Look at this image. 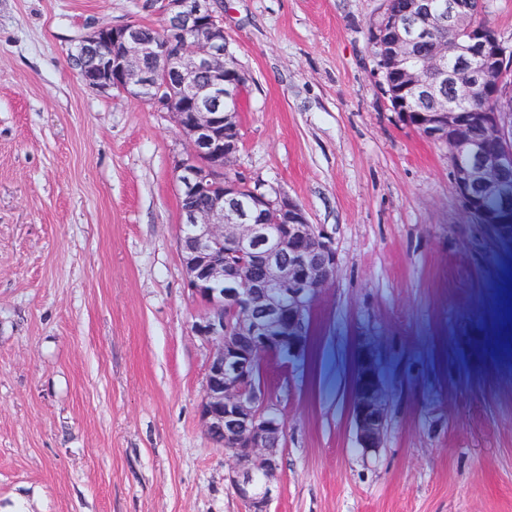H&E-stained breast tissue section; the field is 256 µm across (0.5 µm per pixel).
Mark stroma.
Instances as JSON below:
<instances>
[{"instance_id": "obj_1", "label": "stroma", "mask_w": 512, "mask_h": 512, "mask_svg": "<svg viewBox=\"0 0 512 512\" xmlns=\"http://www.w3.org/2000/svg\"><path fill=\"white\" fill-rule=\"evenodd\" d=\"M383 0H216L248 78L232 169L336 248L307 356L265 368L274 512H512V253L448 149L403 125L367 27ZM155 0H0V512H245L200 424L210 347L185 287L171 116L76 76L92 27ZM386 384L358 446L353 355Z\"/></svg>"}]
</instances>
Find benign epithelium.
<instances>
[{
  "instance_id": "1",
  "label": "benign epithelium",
  "mask_w": 512,
  "mask_h": 512,
  "mask_svg": "<svg viewBox=\"0 0 512 512\" xmlns=\"http://www.w3.org/2000/svg\"><path fill=\"white\" fill-rule=\"evenodd\" d=\"M156 2L165 19L158 35L146 36L137 22L99 26L78 44L89 59L71 62L85 86L170 114L187 143V156L175 164L184 201L178 247L187 289L201 306L194 333L212 347L198 416L224 447L225 477L247 512H272L285 423L264 399L256 363L305 356L306 316L336 276V249L297 201L229 174L240 151V121L239 113L224 109L235 73L214 0ZM371 41L387 50L384 88L402 122L448 147L453 188L465 210L512 243V224L483 206L491 201L512 211V148L505 143L512 130V49L479 22L470 0H448L446 12L433 0L385 7L373 21ZM450 56L458 62L455 71ZM477 94L488 107L464 110ZM474 115L479 137L469 132ZM351 411L359 448L381 447L386 392L368 343L356 354Z\"/></svg>"
}]
</instances>
